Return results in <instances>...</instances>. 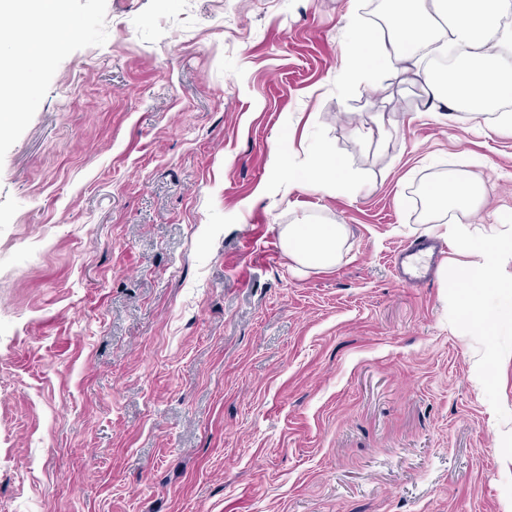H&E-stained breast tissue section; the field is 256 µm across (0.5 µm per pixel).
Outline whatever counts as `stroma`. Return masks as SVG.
Here are the masks:
<instances>
[{"label":"stroma","mask_w":512,"mask_h":512,"mask_svg":"<svg viewBox=\"0 0 512 512\" xmlns=\"http://www.w3.org/2000/svg\"><path fill=\"white\" fill-rule=\"evenodd\" d=\"M384 0H69L0 127V512H507L512 326L468 324L416 199L512 224V132L401 65L343 88ZM355 192L289 187L314 139ZM346 225L295 274L283 225ZM492 366L474 379L475 353Z\"/></svg>","instance_id":"1"}]
</instances>
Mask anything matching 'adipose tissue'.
I'll return each mask as SVG.
<instances>
[{
  "instance_id": "obj_1",
  "label": "adipose tissue",
  "mask_w": 512,
  "mask_h": 512,
  "mask_svg": "<svg viewBox=\"0 0 512 512\" xmlns=\"http://www.w3.org/2000/svg\"><path fill=\"white\" fill-rule=\"evenodd\" d=\"M0 14L11 16L23 36L22 52L0 64V92L12 95L18 76L32 64L34 48L60 46V36L43 22L48 19L66 28L67 0H0ZM511 14L512 0H391L382 38L370 40L364 29L352 27L351 50L341 76L349 84L365 81L374 69L397 61L422 82L427 104L441 110L442 120H454V113L447 110L451 104L464 105L476 117L494 108V129L512 130V113L498 109L512 98V26L504 22ZM434 44L455 59L438 73L424 68L420 55L422 48ZM361 181L359 171L319 142L310 153L305 179H290L289 185L333 193L343 185L357 188ZM424 192L429 205L421 232L448 243L456 256L451 279L458 291L467 292L473 323L489 325L496 318L487 305L490 293L512 288V281L500 275L503 257L512 255V225L486 230L460 223L458 213L474 207L478 189L457 175L427 183ZM347 236L346 225L317 220L287 224L281 232L293 268L300 273L335 268Z\"/></svg>"
}]
</instances>
